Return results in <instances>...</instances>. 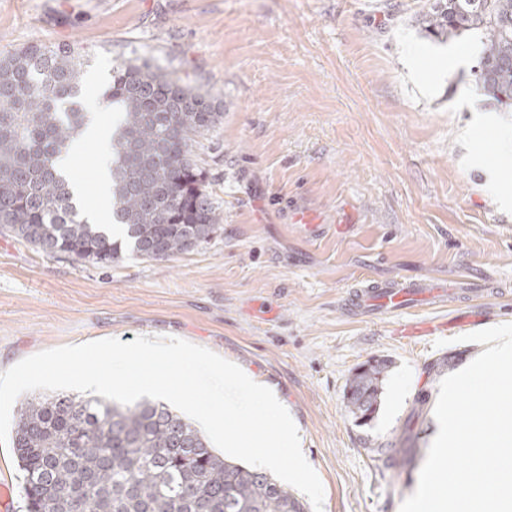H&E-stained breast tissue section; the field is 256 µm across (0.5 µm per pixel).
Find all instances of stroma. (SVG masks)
<instances>
[{
    "mask_svg": "<svg viewBox=\"0 0 512 512\" xmlns=\"http://www.w3.org/2000/svg\"><path fill=\"white\" fill-rule=\"evenodd\" d=\"M425 3L0 0V51L74 44L101 85L150 60L224 112L195 146L221 220L193 251L77 262L0 234V372L64 345L184 339L276 394L323 483L322 512H400L437 432L441 380L483 336L512 334V107L477 90L472 38L421 30ZM449 46L465 63L446 74ZM411 64L441 72L431 95ZM363 277L446 281L464 298L352 317L343 298ZM490 282L504 296L484 294ZM409 320L438 332L404 340ZM373 358L390 367L362 425L345 393Z\"/></svg>",
    "mask_w": 512,
    "mask_h": 512,
    "instance_id": "obj_1",
    "label": "stroma"
}]
</instances>
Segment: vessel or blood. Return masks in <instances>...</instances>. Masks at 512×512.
Masks as SVG:
<instances>
[{"instance_id":"obj_1","label":"vessel or blood","mask_w":512,"mask_h":512,"mask_svg":"<svg viewBox=\"0 0 512 512\" xmlns=\"http://www.w3.org/2000/svg\"><path fill=\"white\" fill-rule=\"evenodd\" d=\"M425 295L444 302L438 283L411 278L375 280L363 278L350 290L345 307L358 316L370 317L401 310L409 298Z\"/></svg>"}]
</instances>
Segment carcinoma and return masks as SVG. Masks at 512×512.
I'll return each mask as SVG.
<instances>
[{
  "label": "carcinoma",
  "mask_w": 512,
  "mask_h": 512,
  "mask_svg": "<svg viewBox=\"0 0 512 512\" xmlns=\"http://www.w3.org/2000/svg\"><path fill=\"white\" fill-rule=\"evenodd\" d=\"M428 2L417 17L424 31L471 36L482 64L476 86L512 102V0ZM84 65L68 43L0 51V232L102 264L127 249L167 260L210 240L220 216L193 148L224 112L147 60L112 69L98 100L119 110L112 226L83 218L53 162L85 124ZM387 369L373 360L352 375L345 398L355 418H374ZM12 448L27 512H305L272 478L226 460L192 423L146 399L33 396L17 411Z\"/></svg>",
  "instance_id": "carcinoma-1"
}]
</instances>
